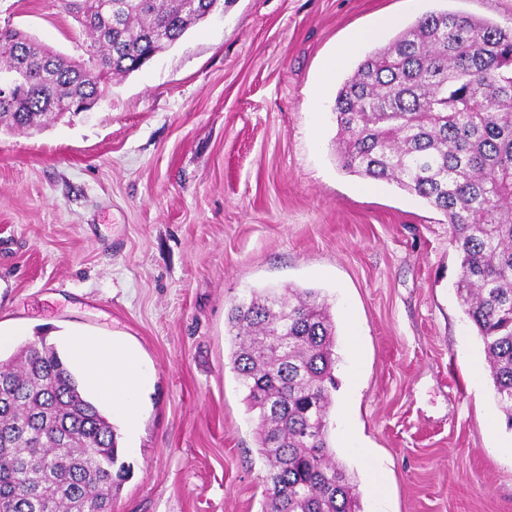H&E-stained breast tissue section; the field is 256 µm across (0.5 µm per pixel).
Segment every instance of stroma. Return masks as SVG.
Masks as SVG:
<instances>
[{
  "mask_svg": "<svg viewBox=\"0 0 512 512\" xmlns=\"http://www.w3.org/2000/svg\"><path fill=\"white\" fill-rule=\"evenodd\" d=\"M441 10L512 26V0H224L92 118L0 132V358L40 333L108 336L148 374L112 512H261L227 313L288 285L319 291L336 323L329 443L362 512H512V431L472 374L482 342L448 220L336 154L335 97L362 56ZM380 13L395 26L322 83ZM1 26L81 55L82 27L47 0H0Z\"/></svg>",
  "mask_w": 512,
  "mask_h": 512,
  "instance_id": "35a3bbf8",
  "label": "stroma"
}]
</instances>
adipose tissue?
<instances>
[{
    "instance_id": "obj_1",
    "label": "adipose tissue",
    "mask_w": 512,
    "mask_h": 512,
    "mask_svg": "<svg viewBox=\"0 0 512 512\" xmlns=\"http://www.w3.org/2000/svg\"><path fill=\"white\" fill-rule=\"evenodd\" d=\"M69 352L85 391L110 412L122 416L129 437L138 433L137 397L146 374L136 351L97 336H76Z\"/></svg>"
}]
</instances>
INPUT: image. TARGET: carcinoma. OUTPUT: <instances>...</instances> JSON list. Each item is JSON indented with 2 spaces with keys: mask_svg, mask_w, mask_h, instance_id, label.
<instances>
[{
  "mask_svg": "<svg viewBox=\"0 0 512 512\" xmlns=\"http://www.w3.org/2000/svg\"><path fill=\"white\" fill-rule=\"evenodd\" d=\"M221 0H50L85 27L76 60L0 31V128L98 104L117 76L173 46ZM346 171L394 182L443 212L460 258L457 293L483 344L512 428V27L455 11L424 14L371 51L338 90ZM230 364L256 414L263 512H359L357 484L328 440L336 325L314 289L252 290L227 316ZM128 474L117 434L46 337L0 360V512H109Z\"/></svg>",
  "mask_w": 512,
  "mask_h": 512,
  "instance_id": "cac0c4a2",
  "label": "carcinoma"
}]
</instances>
